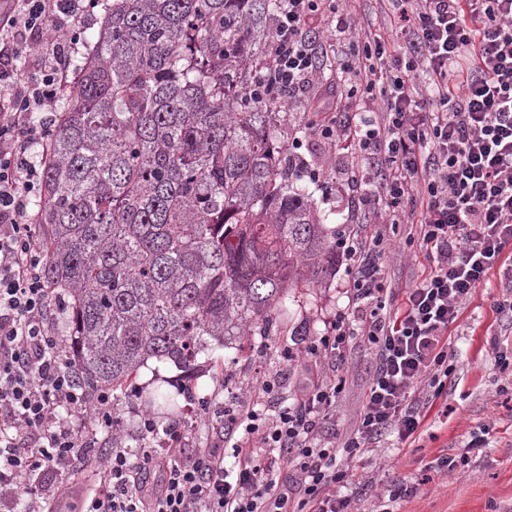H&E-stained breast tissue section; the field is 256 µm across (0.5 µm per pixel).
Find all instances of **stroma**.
I'll return each instance as SVG.
<instances>
[{
  "instance_id": "1",
  "label": "stroma",
  "mask_w": 512,
  "mask_h": 512,
  "mask_svg": "<svg viewBox=\"0 0 512 512\" xmlns=\"http://www.w3.org/2000/svg\"><path fill=\"white\" fill-rule=\"evenodd\" d=\"M321 39L329 48L320 58L317 77L305 90L289 96V111L311 113L336 106L332 89L339 81L349 45L346 39L335 37L328 23ZM300 154L320 171L314 194L317 218L340 231L355 229L363 238L374 236L377 224L367 222L349 188L361 168L360 160L324 140L315 129L304 140ZM406 233L405 226H398L382 258L387 280L399 292L418 283L427 271L423 255L406 245ZM354 273L344 257H337L336 269L325 284L287 291L282 308L273 312L271 335L242 336L225 347L210 344L190 370L149 360L133 379L138 395L121 396L114 408L118 429L136 433L138 409L148 406L154 394H168L172 404L153 409L159 428L179 425L189 447L202 448L210 444L213 434L203 405L255 402L257 387L266 379L278 384V404L293 403L315 375L305 364L308 345L338 312L353 306L350 283ZM500 295L493 281L476 288L457 328L451 331L447 415L429 416L420 437L409 447L391 437L358 458L353 481L367 487L358 503L360 512H512V373L496 363L499 352L512 353V327L496 321L491 311ZM375 363L363 339H354L338 370L345 384L336 402L337 437L353 430ZM475 437L485 438L486 446L473 454L468 466L434 474L432 482L419 485L409 501L388 504L383 489L390 475L415 479L422 462L443 453H462Z\"/></svg>"
}]
</instances>
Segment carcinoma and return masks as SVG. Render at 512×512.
Listing matches in <instances>:
<instances>
[{"instance_id": "1", "label": "carcinoma", "mask_w": 512, "mask_h": 512, "mask_svg": "<svg viewBox=\"0 0 512 512\" xmlns=\"http://www.w3.org/2000/svg\"><path fill=\"white\" fill-rule=\"evenodd\" d=\"M276 0H112L48 143L36 215L46 284L69 300L89 390L148 360L268 336L289 288L336 269L318 174L288 150L315 125L253 92Z\"/></svg>"}]
</instances>
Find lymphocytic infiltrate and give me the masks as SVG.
I'll return each instance as SVG.
<instances>
[{
  "label": "lymphocytic infiltrate",
  "instance_id": "lymphocytic-infiltrate-1",
  "mask_svg": "<svg viewBox=\"0 0 512 512\" xmlns=\"http://www.w3.org/2000/svg\"><path fill=\"white\" fill-rule=\"evenodd\" d=\"M387 2L385 27L366 32L344 87L358 120L330 113L319 129L360 158L365 200H381L390 224L411 225L408 242L429 270L399 294L383 271L382 236L343 243L355 312L337 314L309 355L335 367L356 337L374 347L357 428L339 446L323 438L342 390L323 376L271 414L219 410L218 442L190 454L178 426L159 430L140 411L139 448L98 458L99 434L114 424L112 393L78 384L52 330L67 300L44 284L30 214L97 0H0V512H55L78 467L95 475L79 512H357L343 492L350 460L390 433L415 442L427 408L448 393V333L490 273L503 290L493 311L512 325V0ZM327 19L340 36L354 27L329 0H278L257 87L309 84ZM23 54L37 59L24 76L13 68ZM421 66L427 100L416 89ZM285 469L291 481L281 480Z\"/></svg>",
  "mask_w": 512,
  "mask_h": 512
}]
</instances>
